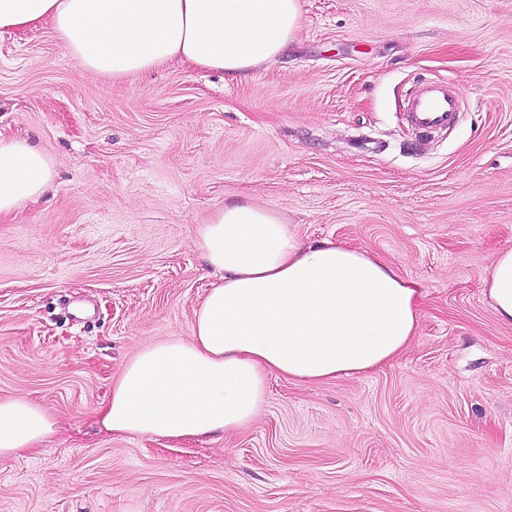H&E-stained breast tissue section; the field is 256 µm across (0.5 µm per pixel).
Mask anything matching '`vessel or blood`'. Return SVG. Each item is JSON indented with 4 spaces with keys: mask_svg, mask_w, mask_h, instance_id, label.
I'll return each instance as SVG.
<instances>
[{
    "mask_svg": "<svg viewBox=\"0 0 512 512\" xmlns=\"http://www.w3.org/2000/svg\"><path fill=\"white\" fill-rule=\"evenodd\" d=\"M459 97V90L448 83L423 84L409 99L407 118L421 134H431L454 123Z\"/></svg>",
    "mask_w": 512,
    "mask_h": 512,
    "instance_id": "b4317fda",
    "label": "vessel or blood"
}]
</instances>
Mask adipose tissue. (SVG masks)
I'll use <instances>...</instances> for the list:
<instances>
[{"instance_id": "ef3b65f1", "label": "adipose tissue", "mask_w": 512, "mask_h": 512, "mask_svg": "<svg viewBox=\"0 0 512 512\" xmlns=\"http://www.w3.org/2000/svg\"><path fill=\"white\" fill-rule=\"evenodd\" d=\"M298 0H0V31L49 22L84 68L137 74L177 58L233 77L274 61L299 27ZM52 162L0 134V217L37 200ZM213 281L190 334L142 346L125 364L97 422L112 434L202 439L249 424L277 374L300 383L357 375L392 360L418 335L423 292L366 250L304 247L294 225L244 202L196 230ZM512 324V248L485 281ZM55 423L42 405L0 397V456L36 446Z\"/></svg>"}]
</instances>
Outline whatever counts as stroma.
Segmentation results:
<instances>
[{
	"mask_svg": "<svg viewBox=\"0 0 512 512\" xmlns=\"http://www.w3.org/2000/svg\"><path fill=\"white\" fill-rule=\"evenodd\" d=\"M299 3L245 80L178 59L112 78L50 25L0 33V132L53 170L0 219V396L57 422L0 457V512H512V325L484 286L512 247V0ZM425 78L461 92L428 138L406 116ZM229 200L393 264L425 291L417 337L362 375L269 377L230 434L102 430L122 366L189 335L195 227Z\"/></svg>",
	"mask_w": 512,
	"mask_h": 512,
	"instance_id": "1",
	"label": "stroma"
}]
</instances>
